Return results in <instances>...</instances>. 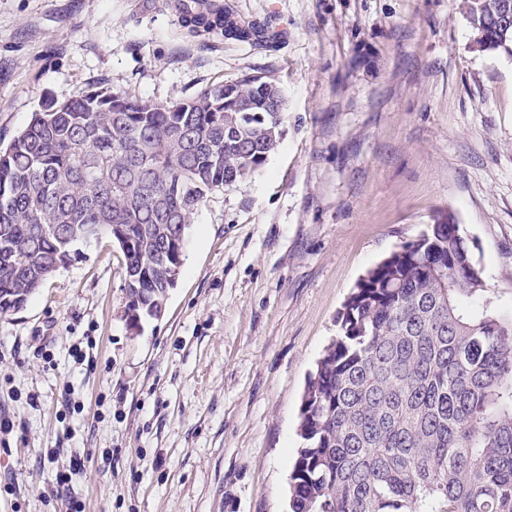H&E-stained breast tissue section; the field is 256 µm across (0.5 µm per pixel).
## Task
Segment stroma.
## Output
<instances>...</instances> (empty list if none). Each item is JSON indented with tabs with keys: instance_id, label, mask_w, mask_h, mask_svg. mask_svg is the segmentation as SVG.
Here are the masks:
<instances>
[{
	"instance_id": "35a3bbf8",
	"label": "stroma",
	"mask_w": 512,
	"mask_h": 512,
	"mask_svg": "<svg viewBox=\"0 0 512 512\" xmlns=\"http://www.w3.org/2000/svg\"><path fill=\"white\" fill-rule=\"evenodd\" d=\"M224 2L274 44L192 31L170 0H0V147L102 86L169 104L260 72L286 101L265 166L189 225L162 317L131 330L105 238L0 319V512H288L339 311L439 214L512 309V55L471 50L460 0Z\"/></svg>"
}]
</instances>
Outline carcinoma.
<instances>
[{"label":"carcinoma","instance_id":"cac0c4a2","mask_svg":"<svg viewBox=\"0 0 512 512\" xmlns=\"http://www.w3.org/2000/svg\"><path fill=\"white\" fill-rule=\"evenodd\" d=\"M499 2L466 0L474 32ZM185 20L265 38L207 0H190ZM477 45L512 55V20ZM275 92L257 73L169 105L103 88L43 102L0 148V319L72 261L89 229L112 236L116 224L130 316L159 312L195 211L277 147ZM298 435L290 512H512V310L487 297L453 213L356 283L308 375Z\"/></svg>","mask_w":512,"mask_h":512}]
</instances>
